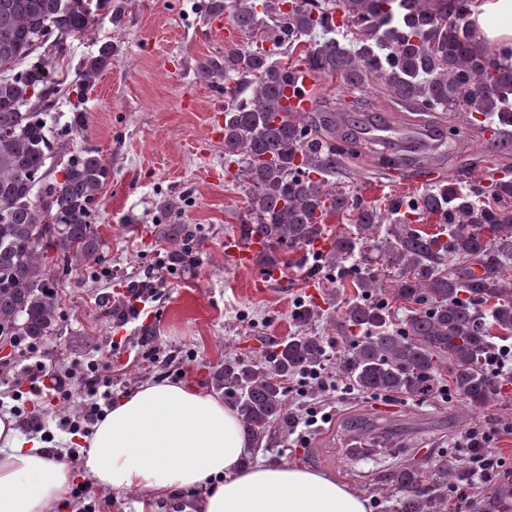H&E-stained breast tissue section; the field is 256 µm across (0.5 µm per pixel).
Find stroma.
I'll list each match as a JSON object with an SVG mask.
<instances>
[{"mask_svg":"<svg viewBox=\"0 0 512 512\" xmlns=\"http://www.w3.org/2000/svg\"><path fill=\"white\" fill-rule=\"evenodd\" d=\"M205 2L128 0L117 24L111 12L101 11L97 26L71 41L67 59L54 66L61 91L47 124L53 134L62 135L65 148L48 160L49 177L61 178L70 156L92 147L110 163L112 179L98 206L104 261L66 285L51 357L57 373L67 375L92 343L111 345L115 395L148 380L188 378L215 392L214 377L225 360H264L297 333L295 314L311 301L308 282L329 276L309 258L302 267L283 270L280 281L257 293L251 274L224 263V240L238 233L245 218V190L224 172L223 141L208 137L213 113L224 109V94L197 77L196 61L225 45L208 34ZM106 42L116 48L111 70L83 85L77 75L82 59ZM77 109L86 113L85 127L65 132ZM482 142L479 131L467 130L453 154L435 151L426 161L448 181L468 168L486 181L512 179V170L495 166L492 159L475 162ZM335 179L369 204L384 192L416 199L430 187L417 177L388 175L377 154L362 168L337 169ZM169 196L184 197L177 220L195 227L202 239L195 265L174 264L167 244L157 237L156 205ZM156 279L163 282L161 294L139 318L120 321L131 286ZM25 366L18 351L0 355V402L44 419L42 442L51 452L67 453L69 418L81 401L73 399L63 409L45 398L31 400ZM447 383L439 378L436 388L419 397L370 396L344 384L330 394L305 390L298 377H291L286 383L288 419L274 427L277 443L255 449L254 455L325 472L368 498L370 512H392L394 498L385 476L395 462L432 471L439 453L451 451L474 431L490 432L487 454L498 472L512 475V384L504 386L498 404L475 411L448 399ZM311 408L329 418L306 431L305 443H297L293 421ZM374 426L392 434L400 457L352 460L350 448L364 429Z\"/></svg>","mask_w":512,"mask_h":512,"instance_id":"stroma-1","label":"stroma"}]
</instances>
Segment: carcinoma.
Listing matches in <instances>:
<instances>
[{
  "label": "carcinoma",
  "mask_w": 512,
  "mask_h": 512,
  "mask_svg": "<svg viewBox=\"0 0 512 512\" xmlns=\"http://www.w3.org/2000/svg\"><path fill=\"white\" fill-rule=\"evenodd\" d=\"M473 0H208L206 13L222 11L262 44L226 49L197 60L198 73L224 89V164L247 185L240 237L260 236L266 267H287L296 253L327 234L332 212L354 215L355 234H337L323 263L339 279L353 278L357 294L336 302L350 335L336 359V373L365 394L419 396L448 370V396L474 409L503 397L504 378L492 371L496 329L512 337V180L489 186L441 179L415 200L396 199L388 214L398 223L380 233L384 214L329 180L347 162L358 167L372 148L353 128L336 125V109L284 112L279 90L305 67L315 77L339 80L354 94V111L366 103L362 88L375 86L419 115L464 112L467 124L493 120L512 126V61L485 50L471 31ZM342 10L343 23L335 19ZM96 13L89 0H0V336L43 340L61 318L60 277L100 265L104 243L94 231L103 189L112 169L99 151L86 148L67 163L62 180L46 178L50 155L62 148L46 131L45 115L58 83L35 66L23 67L38 49L64 51L60 37L87 35ZM353 34L345 45L334 34ZM309 43L298 63L272 60L284 45ZM114 48L102 44L85 57L79 75L90 84L112 67ZM385 165L401 174L430 173L415 149L392 150ZM494 199L478 206L473 198ZM182 200L158 206L160 240L175 263L198 260L200 242L187 224H174ZM444 216L455 225L448 239L409 225L407 215ZM371 248L393 269L390 286L375 275L358 276L348 265ZM479 266L482 273L475 272ZM410 305L400 326L391 324L390 302ZM491 304L489 317L479 307ZM316 306L296 314L302 330L281 342L267 365L245 359L224 363V396L236 406L245 433L270 448V423L286 420L284 378L323 365L326 341L309 333ZM360 333L352 332V329ZM462 458L439 456L430 474L398 463L387 475L394 512H445L448 485L469 480Z\"/></svg>",
  "instance_id": "carcinoma-1"
}]
</instances>
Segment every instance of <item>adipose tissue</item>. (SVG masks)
Listing matches in <instances>:
<instances>
[{"mask_svg":"<svg viewBox=\"0 0 512 512\" xmlns=\"http://www.w3.org/2000/svg\"><path fill=\"white\" fill-rule=\"evenodd\" d=\"M475 38L492 55L512 48V0H474ZM81 468L105 491H132L137 512L203 490L201 512H369L368 501L328 475L292 463H249L251 439L233 407L192 382H152L117 397L87 438ZM73 464L0 415V512H59Z\"/></svg>","mask_w":512,"mask_h":512,"instance_id":"obj_1","label":"adipose tissue"}]
</instances>
